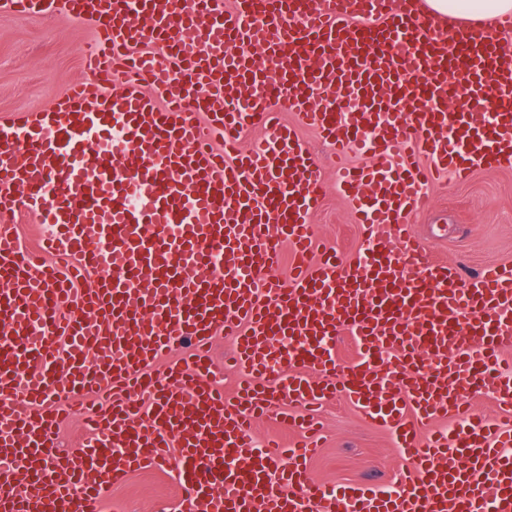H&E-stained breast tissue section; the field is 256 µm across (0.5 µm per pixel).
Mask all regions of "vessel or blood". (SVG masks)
<instances>
[{"label":"vessel or blood","mask_w":512,"mask_h":512,"mask_svg":"<svg viewBox=\"0 0 512 512\" xmlns=\"http://www.w3.org/2000/svg\"><path fill=\"white\" fill-rule=\"evenodd\" d=\"M413 2L9 0L92 21L95 37L79 47L86 79L0 121V215L45 224L49 255L0 225V512H102L93 473L118 484L167 463L179 512H512V377L498 368L512 265H448L410 224L428 171L512 164V15L446 37ZM273 81L296 124L272 112ZM301 125L331 147L369 244L356 257L314 249L320 164ZM354 149L370 163L350 165ZM220 333L246 376L232 394L214 380ZM340 336L358 350L345 367L327 343ZM175 349L184 359L164 363ZM89 393L112 404L63 450L58 425ZM339 394L392 436L397 491L309 476L314 411ZM285 402L304 407L294 447L257 449L253 423ZM448 417L465 431L432 430Z\"/></svg>","instance_id":"obj_1"}]
</instances>
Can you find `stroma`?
<instances>
[{
	"label": "stroma",
	"instance_id": "1",
	"mask_svg": "<svg viewBox=\"0 0 512 512\" xmlns=\"http://www.w3.org/2000/svg\"><path fill=\"white\" fill-rule=\"evenodd\" d=\"M93 33L89 21L0 8V117L40 111L66 84L84 78L79 46ZM299 135L322 164L320 179L326 192L313 216L319 241L354 255L365 248L366 240L336 190L331 148L312 129H301ZM428 194L429 208L413 214L410 222L431 255L472 272L489 263L512 265V165L475 170L461 183L447 175L433 179ZM316 417L326 435L308 461L316 480L396 487L403 462L385 429L364 419L340 396L323 405ZM104 496L105 512H172L179 489L162 466L105 485Z\"/></svg>",
	"mask_w": 512,
	"mask_h": 512
}]
</instances>
